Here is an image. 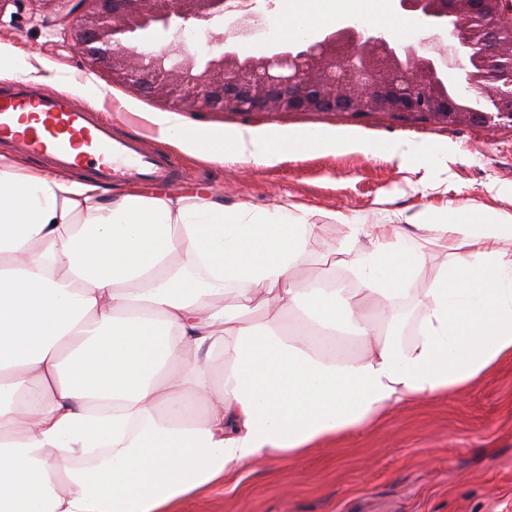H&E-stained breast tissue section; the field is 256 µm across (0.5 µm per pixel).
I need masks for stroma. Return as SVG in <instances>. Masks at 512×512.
I'll list each match as a JSON object with an SVG mask.
<instances>
[{
	"label": "stroma",
	"instance_id": "obj_1",
	"mask_svg": "<svg viewBox=\"0 0 512 512\" xmlns=\"http://www.w3.org/2000/svg\"><path fill=\"white\" fill-rule=\"evenodd\" d=\"M0 42L43 62L45 91L77 94L89 83L105 88V98L94 104H119L112 122L120 132L155 139L178 158L176 192L220 194L228 207L284 204L305 223L325 225L294 269L300 279L362 288L361 275L341 254L355 224L368 225L373 236L380 225L395 224L419 239L435 214L466 202L480 214L512 218V126L443 124L387 112H183L186 126L224 134L349 137L378 149L397 142L428 154L427 161L404 162L380 150L300 149L266 166L211 162L161 140L156 120L168 106L93 67L64 37L59 16L28 9L0 17ZM457 254L454 248L427 249L413 292L391 309L401 341L415 336L419 307ZM181 512H512V362L434 402L389 410L379 424L342 443L243 469L184 503Z\"/></svg>",
	"mask_w": 512,
	"mask_h": 512
}]
</instances>
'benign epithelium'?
I'll return each mask as SVG.
<instances>
[{"label": "benign epithelium", "mask_w": 512, "mask_h": 512, "mask_svg": "<svg viewBox=\"0 0 512 512\" xmlns=\"http://www.w3.org/2000/svg\"><path fill=\"white\" fill-rule=\"evenodd\" d=\"M71 22L64 36L128 89L189 112L421 114L438 122L512 125V0H394L420 30L412 42L345 21L292 43L267 39L258 0H37ZM192 21L227 24L233 41L199 64L182 36ZM176 32L157 50L129 46L150 27ZM464 80L448 95V70ZM488 99L491 110L472 100Z\"/></svg>", "instance_id": "obj_1"}]
</instances>
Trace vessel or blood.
Here are the masks:
<instances>
[{
	"label": "vessel or blood",
	"instance_id": "obj_1",
	"mask_svg": "<svg viewBox=\"0 0 512 512\" xmlns=\"http://www.w3.org/2000/svg\"><path fill=\"white\" fill-rule=\"evenodd\" d=\"M0 142L52 170L84 171L107 186L171 184L179 177L175 158L147 138L117 135L72 93H47L34 83L0 81Z\"/></svg>",
	"mask_w": 512,
	"mask_h": 512
}]
</instances>
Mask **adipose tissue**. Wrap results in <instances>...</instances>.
Masks as SVG:
<instances>
[{
    "label": "adipose tissue",
    "mask_w": 512,
    "mask_h": 512,
    "mask_svg": "<svg viewBox=\"0 0 512 512\" xmlns=\"http://www.w3.org/2000/svg\"><path fill=\"white\" fill-rule=\"evenodd\" d=\"M387 2L292 0L272 25L284 40L349 18L403 36L410 25ZM159 125L166 141L216 162L352 145L244 131L226 140L175 113ZM468 211L430 227L462 254L402 344L387 311L424 254L395 247L398 226L370 252L349 245L365 279L354 293L294 279L322 227L286 207L116 198L1 161L0 512H177L256 462L302 457L512 361V250L497 247L512 224H477ZM228 286L237 300L224 305ZM258 293L267 313L256 324Z\"/></svg>",
    "instance_id": "1"
}]
</instances>
